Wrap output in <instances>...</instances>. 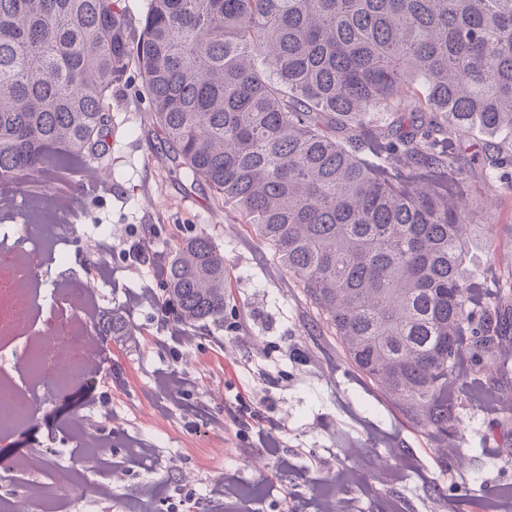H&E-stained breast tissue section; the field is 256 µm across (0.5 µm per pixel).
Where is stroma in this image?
<instances>
[{
    "mask_svg": "<svg viewBox=\"0 0 512 512\" xmlns=\"http://www.w3.org/2000/svg\"><path fill=\"white\" fill-rule=\"evenodd\" d=\"M139 79L114 88L110 111L112 145L101 165L98 187H88L81 169L57 176L49 188L72 199L62 234H34L40 178L27 180L0 211V243L25 244L38 282L39 314L29 333L0 341V372L20 389L32 385L19 364L30 345L47 332L54 316L71 311L69 291H86L98 314L119 313L126 335L92 331L102 371L76 375L65 392L43 379L29 421L0 432V453L45 459L28 472H0V508L10 512H166L165 503L192 478L197 512H285L288 497L353 500L356 512H485V505L512 486V464L489 437L492 423L512 426V414L488 406L470 386L469 374L450 380L464 403L454 453L432 434L417 430L368 384L335 343L315 336L316 316L267 247L231 208L175 173L158 151ZM469 199L498 206L467 231L466 267L486 297L497 293L512 267V240L495 232L512 224V191L469 179ZM206 235L224 257L228 297L223 322H196L198 347L183 352L172 335L174 312L164 302L165 280L135 263L130 250L142 240L175 253L184 239ZM154 288L152 305L128 307L127 293ZM178 371L184 392L160 391L158 373ZM253 396L285 425L279 438L292 465L243 437L237 394ZM82 424L93 447L77 445L71 423ZM154 448L152 459L130 454L135 443ZM126 472L112 481L113 466ZM358 480L341 483L339 471ZM234 477L239 498L211 495L213 485ZM40 484L44 496L31 500ZM110 499L98 496L100 486Z\"/></svg>",
    "mask_w": 512,
    "mask_h": 512,
    "instance_id": "obj_1",
    "label": "stroma"
}]
</instances>
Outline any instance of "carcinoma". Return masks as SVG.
Returning <instances> with one entry per match:
<instances>
[{
    "mask_svg": "<svg viewBox=\"0 0 512 512\" xmlns=\"http://www.w3.org/2000/svg\"><path fill=\"white\" fill-rule=\"evenodd\" d=\"M131 72L161 150L412 426L456 432L462 354L512 408V273L470 300L477 215L431 179L512 181V0H149L137 25L123 0H0V185L96 176ZM166 290L186 325L224 318L210 238L179 244Z\"/></svg>",
    "mask_w": 512,
    "mask_h": 512,
    "instance_id": "obj_1",
    "label": "carcinoma"
}]
</instances>
